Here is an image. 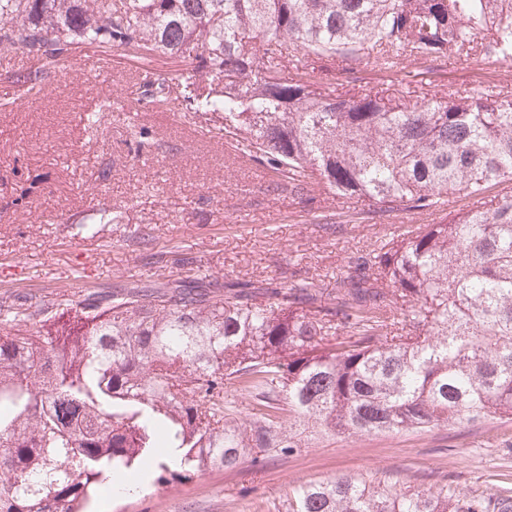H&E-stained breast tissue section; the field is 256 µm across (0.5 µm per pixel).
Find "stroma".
Instances as JSON below:
<instances>
[{"label": "stroma", "instance_id": "stroma-1", "mask_svg": "<svg viewBox=\"0 0 512 512\" xmlns=\"http://www.w3.org/2000/svg\"><path fill=\"white\" fill-rule=\"evenodd\" d=\"M29 65L0 47V301L32 306L60 296L98 300L114 288L312 277L334 288L350 257L407 224L451 221L471 206L453 196L446 213H365L325 188L310 201L271 191L280 175L237 154L223 120L189 125L141 93L146 76L179 61L104 54L67 59L48 88L10 80ZM512 91V65L451 58L430 90L449 83ZM339 219L326 234L318 215ZM355 476L399 488L442 485L469 496L512 487V423L496 421L381 436H336L260 464L207 469L148 484L111 512H280L289 489Z\"/></svg>", "mask_w": 512, "mask_h": 512}]
</instances>
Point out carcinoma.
Listing matches in <instances>:
<instances>
[{"instance_id": "1", "label": "carcinoma", "mask_w": 512, "mask_h": 512, "mask_svg": "<svg viewBox=\"0 0 512 512\" xmlns=\"http://www.w3.org/2000/svg\"><path fill=\"white\" fill-rule=\"evenodd\" d=\"M0 45L30 57L15 76L30 89L88 47L184 63L187 111L221 117L235 149L276 166L292 197L323 185L379 215L477 203L351 257L332 290L228 280L222 296L118 288L102 310L1 301L0 512H83L108 465L185 479L319 436L512 423V195L485 196L512 182V92L354 90L371 60L511 63L512 0H0ZM298 56L341 76L338 90L288 77ZM228 380L259 391L252 420L224 409ZM284 507L512 512V495L339 477L298 485Z\"/></svg>"}]
</instances>
